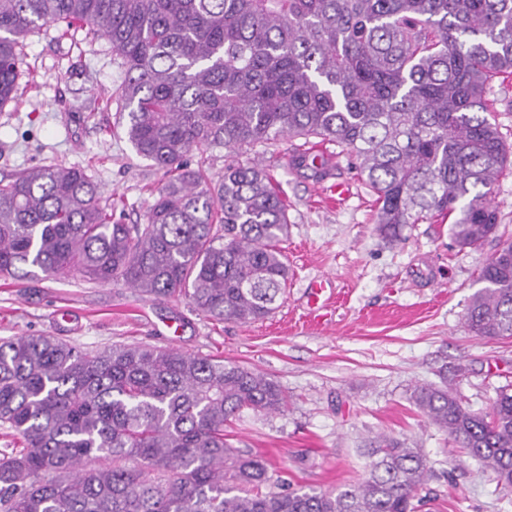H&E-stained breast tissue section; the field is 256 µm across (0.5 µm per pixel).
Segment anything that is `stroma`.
Listing matches in <instances>:
<instances>
[{
	"mask_svg": "<svg viewBox=\"0 0 512 512\" xmlns=\"http://www.w3.org/2000/svg\"><path fill=\"white\" fill-rule=\"evenodd\" d=\"M16 103L0 110V177L34 165L79 166L92 175L114 214L140 224L161 174L133 150L118 89L123 69L108 42L63 23L22 40ZM487 104L512 147V76L493 78ZM328 160L331 175L290 164L294 151ZM256 158L288 203L290 268L279 308L251 323L218 322L187 299L159 300L124 282L89 283L79 275L0 280V338L57 336L81 348L153 345L219 357L262 372L288 395L265 415L243 410L225 432L233 447L262 456L272 484L333 491L362 479L366 449L384 438L422 449L432 476L417 512H512V486L429 424L414 405L415 386L439 382L463 404L488 409L512 384V337L473 336L465 325L478 276L512 242V166L492 201L498 230L461 248L449 220L407 225L390 241L375 230L376 202L351 158L333 143L282 138L241 151ZM346 185L339 204L325 182ZM329 278L336 298L324 325L307 322L309 284Z\"/></svg>",
	"mask_w": 512,
	"mask_h": 512,
	"instance_id": "obj_1",
	"label": "stroma"
}]
</instances>
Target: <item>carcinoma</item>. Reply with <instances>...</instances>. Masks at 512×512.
<instances>
[{"label": "carcinoma", "instance_id": "obj_1", "mask_svg": "<svg viewBox=\"0 0 512 512\" xmlns=\"http://www.w3.org/2000/svg\"><path fill=\"white\" fill-rule=\"evenodd\" d=\"M60 22L108 41L126 136L161 185L145 223L124 224L83 168L0 180V278L121 280L217 321L264 320L288 282V203L256 162L228 164L215 188L187 157L284 137L343 147L390 239L427 216L453 219L461 247L496 233L491 195L512 152L486 94L512 73V0H0V109L16 98L20 39ZM479 281L468 330L512 337V243ZM413 399L512 486L511 386L487 412L445 385ZM287 404L269 376L211 357L1 338L0 426L23 448L0 454V512H413L431 470L396 439L370 449L358 484L262 490L266 465L224 425Z\"/></svg>", "mask_w": 512, "mask_h": 512}]
</instances>
